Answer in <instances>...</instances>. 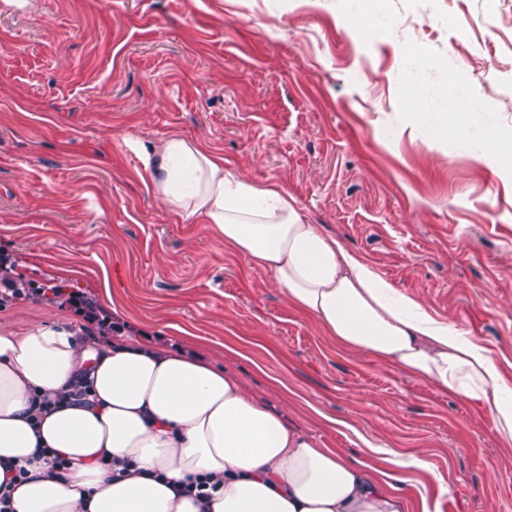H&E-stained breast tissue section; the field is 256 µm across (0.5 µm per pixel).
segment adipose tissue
<instances>
[{"instance_id": "1", "label": "adipose tissue", "mask_w": 512, "mask_h": 512, "mask_svg": "<svg viewBox=\"0 0 512 512\" xmlns=\"http://www.w3.org/2000/svg\"><path fill=\"white\" fill-rule=\"evenodd\" d=\"M140 157L177 219L268 273L337 344L489 409L512 444V382L489 351L307 223L283 185L227 172L178 135ZM11 465L28 479L5 512H411L378 469L317 447L200 356L64 325H0V475Z\"/></svg>"}]
</instances>
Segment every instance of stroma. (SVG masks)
I'll list each match as a JSON object with an SVG mask.
<instances>
[{"mask_svg": "<svg viewBox=\"0 0 512 512\" xmlns=\"http://www.w3.org/2000/svg\"><path fill=\"white\" fill-rule=\"evenodd\" d=\"M363 7L0 0V258L97 314L17 300L0 324L194 337L317 447L401 479L430 512H512V445L487 410L338 346L268 274L177 221L131 147L179 134L280 182L512 381V170L480 154L512 127V0H374L364 40ZM452 94L464 133L432 139Z\"/></svg>", "mask_w": 512, "mask_h": 512, "instance_id": "stroma-1", "label": "stroma"}]
</instances>
